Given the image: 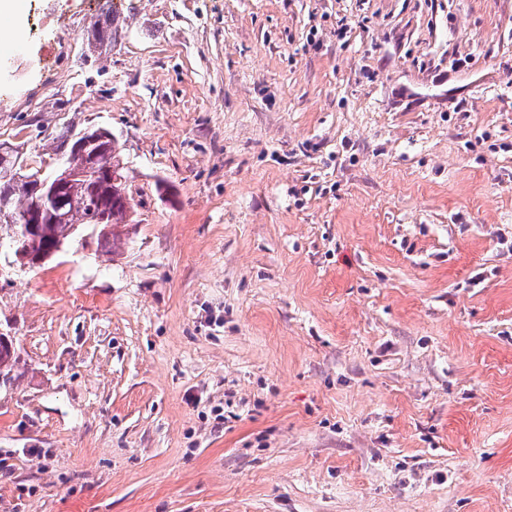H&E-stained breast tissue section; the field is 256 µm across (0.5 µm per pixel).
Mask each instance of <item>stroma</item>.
<instances>
[{"mask_svg": "<svg viewBox=\"0 0 512 512\" xmlns=\"http://www.w3.org/2000/svg\"><path fill=\"white\" fill-rule=\"evenodd\" d=\"M19 2L0 142L133 208L0 246V512H512V0Z\"/></svg>", "mask_w": 512, "mask_h": 512, "instance_id": "stroma-1", "label": "stroma"}]
</instances>
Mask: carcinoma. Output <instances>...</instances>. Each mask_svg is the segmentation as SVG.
I'll list each match as a JSON object with an SVG mask.
<instances>
[{
    "mask_svg": "<svg viewBox=\"0 0 512 512\" xmlns=\"http://www.w3.org/2000/svg\"><path fill=\"white\" fill-rule=\"evenodd\" d=\"M118 20L107 18L93 29L96 43L103 44L111 32L117 31ZM20 154L19 149L11 146L0 150V199L8 200V211L13 222L7 226L0 223V229H9V247L12 254L23 251L31 257L25 266L34 268V259L47 255L68 244L78 231L84 227L98 230L97 240L102 248L117 245L112 229L125 221L131 208L132 195L129 194L125 163L121 151L102 149L96 156H83L70 152L68 160L77 166L90 164V175L85 180L72 183L67 194L76 205L68 209V217L54 220L50 217L42 224L35 225L27 236H18L25 224L27 213L34 206V198L25 191L15 190L4 175L12 168ZM19 359L16 353L0 341V373L9 380L15 379Z\"/></svg>",
    "mask_w": 512,
    "mask_h": 512,
    "instance_id": "carcinoma-1",
    "label": "carcinoma"
}]
</instances>
